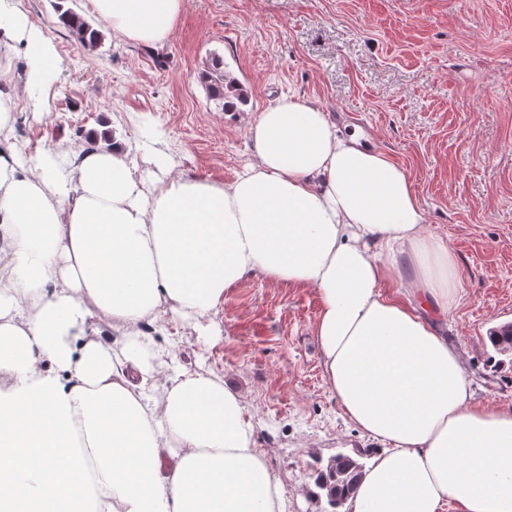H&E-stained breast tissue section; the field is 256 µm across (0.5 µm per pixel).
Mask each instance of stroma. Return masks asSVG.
<instances>
[{"instance_id": "obj_1", "label": "stroma", "mask_w": 512, "mask_h": 512, "mask_svg": "<svg viewBox=\"0 0 512 512\" xmlns=\"http://www.w3.org/2000/svg\"><path fill=\"white\" fill-rule=\"evenodd\" d=\"M56 0H21L61 69L27 89L23 45L0 53V91L18 114L9 138L29 153H75L108 120L138 177L182 172L224 183L253 157L249 121L281 97L317 102L339 127L411 176L426 218L458 259L462 290L443 325L481 401L512 405V365L494 367L491 327L512 322V0H183L168 42L115 36L89 0L67 7L102 30L85 51ZM248 94L221 111L198 78L212 56ZM315 289L261 277L235 288L203 341L187 325L178 365L223 375L256 423L287 512H325L312 494L317 459L374 443L344 416L323 377Z\"/></svg>"}]
</instances>
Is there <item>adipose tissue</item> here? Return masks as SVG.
I'll use <instances>...</instances> for the list:
<instances>
[{
	"mask_svg": "<svg viewBox=\"0 0 512 512\" xmlns=\"http://www.w3.org/2000/svg\"><path fill=\"white\" fill-rule=\"evenodd\" d=\"M113 32L167 42L183 0H92ZM28 86L58 57L26 13ZM233 181L136 177L121 140L27 157L0 140V512H286L240 391L176 369L165 320L215 335L259 276L316 289L326 383L382 448L346 512H512V408L474 400L431 313L459 290L407 171L284 97ZM120 341L95 339V325Z\"/></svg>",
	"mask_w": 512,
	"mask_h": 512,
	"instance_id": "ef3b65f1",
	"label": "adipose tissue"
}]
</instances>
